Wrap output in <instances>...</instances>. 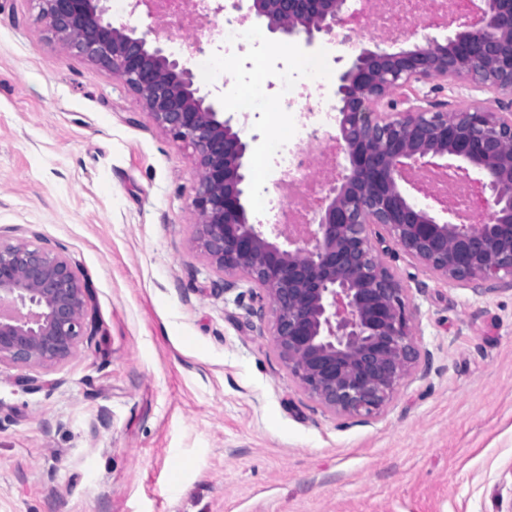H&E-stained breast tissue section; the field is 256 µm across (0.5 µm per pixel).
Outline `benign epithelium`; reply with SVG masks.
Wrapping results in <instances>:
<instances>
[{
    "label": "benign epithelium",
    "mask_w": 512,
    "mask_h": 512,
    "mask_svg": "<svg viewBox=\"0 0 512 512\" xmlns=\"http://www.w3.org/2000/svg\"><path fill=\"white\" fill-rule=\"evenodd\" d=\"M103 0H42L44 26L80 56L120 77L154 122L193 149L198 240L221 272L242 273L271 301L273 345L289 374L325 410L369 418L418 362L401 280L381 259L385 239L450 283L512 278V102L450 112L404 106L399 89L466 78L512 97V0H482L444 37L408 49L361 51L336 89L347 165L314 209L305 239H270L246 218L247 144L233 117L198 95L188 61L104 17ZM241 18L267 23L304 46L324 34L345 43L348 0H234ZM445 167L475 180L491 210L464 222L418 206L405 172ZM387 237L372 238L371 226ZM284 238V243L276 242ZM91 288L58 250L0 240V364L54 367L90 344Z\"/></svg>",
    "instance_id": "obj_1"
}]
</instances>
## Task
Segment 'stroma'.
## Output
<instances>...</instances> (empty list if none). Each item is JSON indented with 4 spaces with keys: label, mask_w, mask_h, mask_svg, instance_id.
Returning a JSON list of instances; mask_svg holds the SVG:
<instances>
[{
    "label": "stroma",
    "mask_w": 512,
    "mask_h": 512,
    "mask_svg": "<svg viewBox=\"0 0 512 512\" xmlns=\"http://www.w3.org/2000/svg\"><path fill=\"white\" fill-rule=\"evenodd\" d=\"M41 7L0 0V236L62 247L90 282L98 330L65 365L33 369L38 388L0 365V512H512V282L451 284L386 242L419 363L377 416L325 411L278 357L270 304L200 248L193 150L51 34ZM215 22L160 41L199 42L194 85L233 115L247 218L264 224L283 193L281 130L314 151L338 133L279 108L283 75L335 105L340 73L377 38L305 47L253 21L228 49ZM305 57L319 65L298 72ZM402 97L493 100L464 80Z\"/></svg>",
    "instance_id": "1"
}]
</instances>
